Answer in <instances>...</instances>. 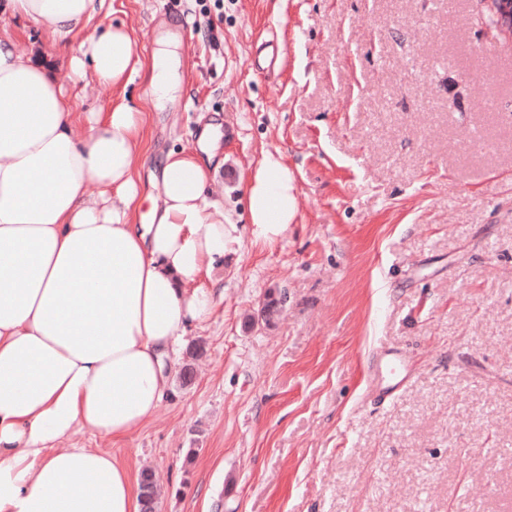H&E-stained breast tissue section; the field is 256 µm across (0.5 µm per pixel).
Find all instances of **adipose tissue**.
Returning a JSON list of instances; mask_svg holds the SVG:
<instances>
[{
  "mask_svg": "<svg viewBox=\"0 0 512 512\" xmlns=\"http://www.w3.org/2000/svg\"><path fill=\"white\" fill-rule=\"evenodd\" d=\"M104 0H7L11 15L65 43ZM86 34V32H85ZM0 29V512H141L140 477L99 448H59L92 431L120 439L170 392L166 358L210 315L218 260L242 244L208 200L198 157L165 156L149 190L146 116L127 102L79 112L75 95ZM151 62L121 26L86 34L68 65L83 85L151 71L175 87L177 44L161 33ZM83 135H75L76 124ZM281 155L264 154L245 191L254 242L282 239L295 218ZM151 201L138 216V200Z\"/></svg>",
  "mask_w": 512,
  "mask_h": 512,
  "instance_id": "adipose-tissue-1",
  "label": "adipose tissue"
}]
</instances>
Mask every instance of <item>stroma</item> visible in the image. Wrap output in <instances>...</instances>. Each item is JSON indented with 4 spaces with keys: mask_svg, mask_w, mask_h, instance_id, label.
Here are the masks:
<instances>
[{
    "mask_svg": "<svg viewBox=\"0 0 512 512\" xmlns=\"http://www.w3.org/2000/svg\"><path fill=\"white\" fill-rule=\"evenodd\" d=\"M2 24L69 83L82 34ZM109 24L144 61L177 31L178 91L158 102L143 70L78 111L145 112L151 170L220 123L208 198L246 223L245 184L278 152L297 212L282 242L217 264L150 422L57 447L128 459L157 512H512V41L486 0H105L91 26ZM271 38L284 64L262 73ZM389 352L407 379L378 402Z\"/></svg>",
    "mask_w": 512,
    "mask_h": 512,
    "instance_id": "stroma-1",
    "label": "stroma"
}]
</instances>
